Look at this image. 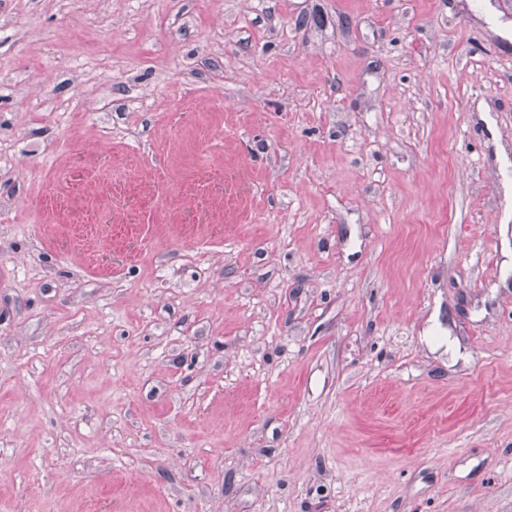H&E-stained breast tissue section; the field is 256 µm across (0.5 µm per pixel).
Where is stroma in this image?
<instances>
[{"mask_svg": "<svg viewBox=\"0 0 512 512\" xmlns=\"http://www.w3.org/2000/svg\"><path fill=\"white\" fill-rule=\"evenodd\" d=\"M512 0H0V512H512Z\"/></svg>", "mask_w": 512, "mask_h": 512, "instance_id": "obj_1", "label": "stroma"}]
</instances>
